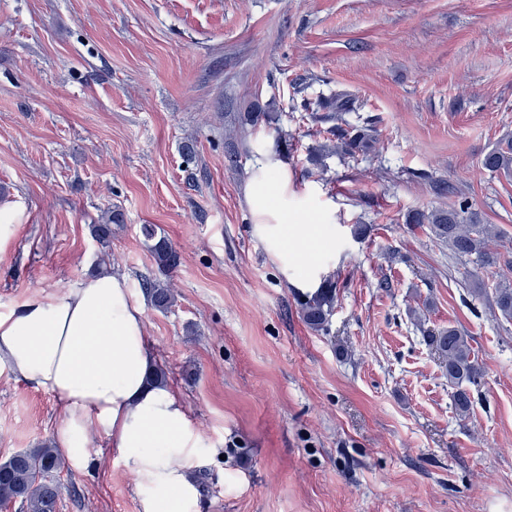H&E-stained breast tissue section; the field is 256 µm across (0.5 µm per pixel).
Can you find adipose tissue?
I'll return each mask as SVG.
<instances>
[{
  "instance_id": "1",
  "label": "adipose tissue",
  "mask_w": 512,
  "mask_h": 512,
  "mask_svg": "<svg viewBox=\"0 0 512 512\" xmlns=\"http://www.w3.org/2000/svg\"><path fill=\"white\" fill-rule=\"evenodd\" d=\"M254 206L280 262H305L326 246L311 224L269 223L270 198ZM156 362L144 304L119 272L101 270L57 292L30 290L0 312V370L53 395L62 417L55 443L71 465L83 469L95 436H105L143 492L142 512H179L197 495L188 471L202 438L182 396L151 382Z\"/></svg>"
}]
</instances>
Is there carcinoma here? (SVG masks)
<instances>
[{
    "instance_id": "1",
    "label": "carcinoma",
    "mask_w": 512,
    "mask_h": 512,
    "mask_svg": "<svg viewBox=\"0 0 512 512\" xmlns=\"http://www.w3.org/2000/svg\"><path fill=\"white\" fill-rule=\"evenodd\" d=\"M303 112H341L343 108L334 98H304L300 103ZM340 146L336 153L355 157L370 148L377 137L372 123L362 122L349 130L336 128ZM482 165L492 173L512 175V137L504 139L484 156ZM405 223L426 224L433 236L448 245L458 258H474L483 268L491 269L510 265L500 252L490 248L489 242L496 234L484 224L473 220L467 201L458 206L436 207L428 212L414 211L407 214ZM159 271L170 276L180 263V255L169 240L153 228H144ZM154 306L169 309L174 295L169 281L146 283ZM493 304L498 315L512 323V283L499 282L492 291ZM336 297V283L327 280L311 294H304L299 309L304 322L314 332L328 329ZM429 345L438 352L444 364L456 414L464 418L473 406L471 388L479 386L483 373L472 347L469 334L457 327H448L427 336ZM65 458L57 446L49 443L41 448H28L0 459V504H19L21 512H59L61 496L60 474Z\"/></svg>"
}]
</instances>
